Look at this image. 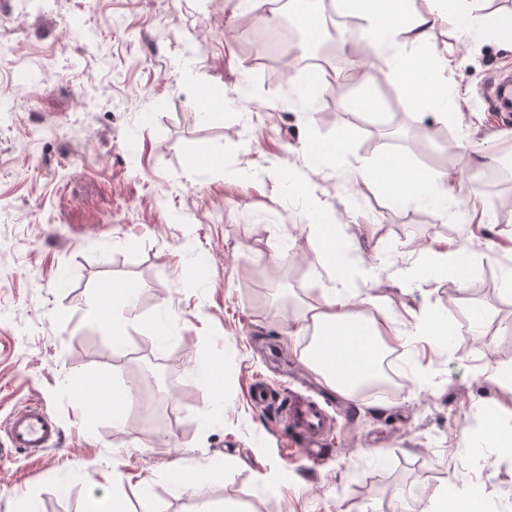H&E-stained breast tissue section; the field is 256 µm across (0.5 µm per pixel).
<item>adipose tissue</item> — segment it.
I'll return each instance as SVG.
<instances>
[{
  "label": "adipose tissue",
  "mask_w": 512,
  "mask_h": 512,
  "mask_svg": "<svg viewBox=\"0 0 512 512\" xmlns=\"http://www.w3.org/2000/svg\"><path fill=\"white\" fill-rule=\"evenodd\" d=\"M474 0H427V9H418L415 0H341L343 8L363 19L365 31L375 45L371 60L356 65V74L364 91L361 102L377 104L378 99L369 87L372 70L385 73L388 80L404 89L421 86L441 92L437 118L439 121L457 118L454 99L444 97L448 87V72L452 65L446 54L431 52L420 57L418 49L426 47L438 21L455 19L461 30L479 32L490 29L502 42L512 43V13L497 15L491 24H483L473 11ZM360 182L369 188L377 187L394 199L421 198L428 195L440 200L454 197L455 189L450 176L444 173L431 175L415 172L400 155L380 157L368 172L360 174ZM319 207H312L306 216L305 229L314 242L309 263L323 271L329 279L318 306L308 317L302 318L298 334L312 337L332 335L338 337L336 355L354 346L350 327L363 330L365 353L358 372L342 373L334 364L309 363V370L319 375L325 384L341 398L351 400L360 394L361 386L375 378L385 355L404 346L422 341L433 342L442 352L454 349L455 329L423 309L411 314L405 321L396 320L385 313L383 296L360 294L346 275L350 242L344 238L337 225L320 220ZM476 266V257L465 247L456 245L422 249L420 257L404 271L405 276L418 279L438 277L450 273L456 288H465ZM481 504L482 488L479 484L461 486L456 475L436 486L424 512H447V506L461 500Z\"/></svg>",
  "instance_id": "ef3b65f1"
}]
</instances>
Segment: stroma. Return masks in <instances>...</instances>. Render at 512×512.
Here are the masks:
<instances>
[{"label": "stroma", "mask_w": 512, "mask_h": 512, "mask_svg": "<svg viewBox=\"0 0 512 512\" xmlns=\"http://www.w3.org/2000/svg\"><path fill=\"white\" fill-rule=\"evenodd\" d=\"M250 15L275 26L265 6L241 0H11L0 15V421L37 402L61 430L37 459L0 433V512H85L102 495L128 512H195L189 481L215 512H397L451 472L482 484L492 512H512V456L487 448L471 460L455 447L481 409L512 426V398L479 373L512 364V256L500 248L512 235V184L477 171L468 189L492 221L474 225L458 200L396 201L356 182L357 167L385 154L455 174L457 142L512 148V118L484 102L489 78L512 70V48L441 22L430 41L454 50L461 120L439 122L430 89L409 97L383 77L372 85L380 112L363 114L357 82L334 78L371 56L363 21L323 33L332 62L319 80L256 64ZM205 88L224 97L222 123L195 106ZM397 110L410 128L375 143ZM310 129L347 133L335 169L303 154ZM189 154L217 166L187 172ZM284 162L305 193L282 184ZM313 198L353 257L374 261L361 291L378 286L402 320L432 306L458 330L453 355L424 343L396 351L394 395L341 399L299 360L306 339L291 323L327 286L303 259ZM444 242L479 259L465 290L397 279L423 246ZM279 249L292 261L271 262ZM117 278L143 296L120 345L94 311L100 285ZM478 306L489 315L476 333ZM425 364L437 391L417 385ZM256 380L271 389L268 406L249 397ZM301 381L332 415L317 463L283 430L280 404ZM87 384L127 386L134 402L113 421L78 397Z\"/></svg>", "instance_id": "stroma-1"}]
</instances>
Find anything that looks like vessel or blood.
Wrapping results in <instances>:
<instances>
[{"label": "vessel or blood", "instance_id": "vessel-or-blood-1", "mask_svg": "<svg viewBox=\"0 0 512 512\" xmlns=\"http://www.w3.org/2000/svg\"><path fill=\"white\" fill-rule=\"evenodd\" d=\"M492 108L497 112H512V72H499L491 91ZM284 428L301 439L305 447L301 454L309 460L324 451L330 416L315 400L304 395L289 397L282 411ZM10 447L22 449L27 456L38 458L59 439L55 420L38 404L15 410L4 427Z\"/></svg>", "mask_w": 512, "mask_h": 512}]
</instances>
